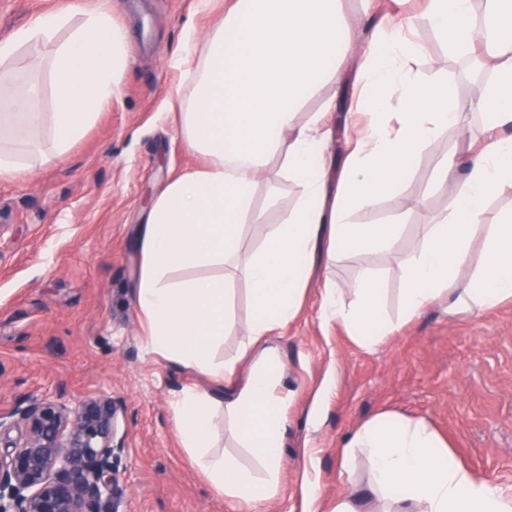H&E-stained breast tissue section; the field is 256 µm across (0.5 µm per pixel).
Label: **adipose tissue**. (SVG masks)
<instances>
[{
	"label": "adipose tissue",
	"instance_id": "adipose-tissue-1",
	"mask_svg": "<svg viewBox=\"0 0 512 512\" xmlns=\"http://www.w3.org/2000/svg\"><path fill=\"white\" fill-rule=\"evenodd\" d=\"M417 23L461 55L486 43L494 79L481 89L476 107L486 126H511L512 0H484L479 21L473 0H420L413 22L379 23L360 65V117L344 125L349 147L341 158L328 148L333 130L326 113L297 120L306 99L320 85L341 80L350 62L357 27L342 14L340 0H230L204 40H197L194 26L184 29L175 61L188 81L181 131L207 163L171 179L139 228L143 267L136 306L150 350L213 384L210 392L184 390L171 421L212 489L243 505L273 497L280 486L288 420L274 332L297 316L313 269L327 273L342 256L391 247L398 225L350 224L347 212L372 207L399 187L438 131L460 122L448 83L412 75L413 64L428 62L411 36ZM128 42L109 9L81 0L0 39V177H18L45 155L68 153L120 96ZM46 84L48 113L39 108ZM276 157L300 199L260 250L246 254L239 231L261 222L255 190ZM455 169L452 159L440 166L441 179L458 182L451 215L423 225L420 247L401 257L407 319L436 305L455 315L512 299V211L484 241L480 269L462 274L487 200L512 183V135L471 149L464 174ZM230 261L243 268L252 297L243 347L233 362L217 356L232 321L228 281L191 274ZM350 289L357 304L348 310L335 282L326 280L323 317L343 322L361 345L376 346L392 331L382 290L368 274ZM219 418L255 456L262 477L215 450ZM341 448L347 470L355 465V450H362L372 489L391 512H512V494L462 466L426 419L376 415Z\"/></svg>",
	"mask_w": 512,
	"mask_h": 512
}]
</instances>
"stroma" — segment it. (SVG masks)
I'll use <instances>...</instances> for the list:
<instances>
[{"label": "stroma", "instance_id": "35a3bbf8", "mask_svg": "<svg viewBox=\"0 0 512 512\" xmlns=\"http://www.w3.org/2000/svg\"><path fill=\"white\" fill-rule=\"evenodd\" d=\"M72 0H0V39L36 16ZM115 17L151 20V44L132 31L122 93L100 112L63 157L17 178H0V410L37 394L73 405L109 396L123 408L126 432L116 455L117 512H246L217 495L191 465L175 434L171 406L187 387L209 389L192 371L147 349V331L133 304L142 256L136 231L166 182L200 168L171 104L185 92L172 59L186 23L205 35L228 0H110ZM362 22L352 55L361 58L376 19L413 14L409 0H341ZM412 36L432 64L414 67L425 82L452 85L461 125L440 132L405 183L373 207L348 213L352 224H395L391 251L366 250L339 259L333 278L345 306L350 283L364 273L384 290L393 337L368 349L342 322L322 316L323 277L314 272L297 317L276 332L289 394L281 487L257 512H309V483L325 505L347 490L339 446L364 421L398 413L426 418L477 475L512 487V301L482 312L448 315L437 306L402 317L405 273L397 255L419 247L418 227L451 213L453 188L441 182L448 154L465 160L473 139H487L473 106L490 72H475L426 26ZM298 201L287 174L260 183L254 203L263 221L243 229L240 248L258 251ZM319 406L320 423L308 412Z\"/></svg>", "mask_w": 512, "mask_h": 512}]
</instances>
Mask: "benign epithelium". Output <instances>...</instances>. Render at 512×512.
<instances>
[{
    "mask_svg": "<svg viewBox=\"0 0 512 512\" xmlns=\"http://www.w3.org/2000/svg\"><path fill=\"white\" fill-rule=\"evenodd\" d=\"M121 407L30 395L0 411V512H108Z\"/></svg>",
    "mask_w": 512,
    "mask_h": 512,
    "instance_id": "7a95c632",
    "label": "benign epithelium"
}]
</instances>
